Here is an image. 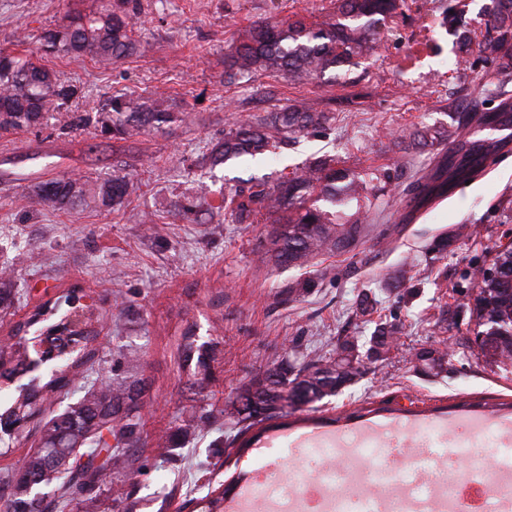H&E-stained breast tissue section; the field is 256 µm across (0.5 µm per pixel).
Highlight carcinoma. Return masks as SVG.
<instances>
[{
  "instance_id": "carcinoma-1",
  "label": "carcinoma",
  "mask_w": 512,
  "mask_h": 512,
  "mask_svg": "<svg viewBox=\"0 0 512 512\" xmlns=\"http://www.w3.org/2000/svg\"><path fill=\"white\" fill-rule=\"evenodd\" d=\"M335 10L315 25L301 18L280 23L257 21L238 32L235 44L224 59L225 74L239 80L258 72H284L293 80L320 77L328 70L353 64L374 51L388 20L410 10L409 0H335ZM465 0H448L441 25L457 24L459 62L474 65L488 61L504 74H512V0H490L485 7L486 29L478 34L463 20ZM136 0H98L89 12H67L64 21L44 36L45 47L59 55L79 59L89 56L108 69L122 57L138 53L145 45L132 36L130 20ZM67 91L53 73L34 60L31 53L0 50V131L37 127L56 113ZM100 111L109 116L104 130L114 136L132 128H159L173 119L168 97L106 100ZM331 121L327 112H317L299 100L255 121H241L224 131L212 145L209 164L231 160L260 161L275 143L299 134L317 133ZM454 131L445 126H427L401 135L402 150H419L448 142ZM336 160L320 158L300 172L270 185L254 179L248 187L224 194V211L240 222L265 218L270 221L267 245L261 262L275 268H305L325 254L349 247L361 233L369 204L362 200L367 176L335 166ZM448 181L442 174L414 172L407 206L418 208L443 194ZM134 191L126 177L113 175L89 180L65 178L38 184L26 194L34 206L69 210L122 206ZM355 206L353 214L346 209ZM501 267V279L482 281L483 308L475 310L476 325L484 314L497 318L500 328L512 326V253L496 256L493 267ZM96 334L91 319L77 320L61 346H81L91 354ZM398 345L397 328L377 325L366 356L382 359ZM6 352L0 346V361L10 380L25 365L26 344ZM481 349L512 360V338H484ZM185 361L207 367L204 346L196 345L193 333H184ZM361 352L352 336L336 338L333 356L308 354L294 365L286 360L273 363L265 374L244 385L224 412L247 432L256 425L288 416V411L335 396L362 374ZM422 371L439 375L447 370L445 354L421 350L414 354ZM39 391L19 396L0 412V432L11 435L16 422L39 413ZM142 426L139 392L122 382L102 380L77 402L51 414L41 430V446L23 463L24 476L13 472L0 477V509L3 512H65L74 500L90 509L103 492L111 490L112 472L128 467V449L140 439ZM49 488L53 500L33 492Z\"/></svg>"
}]
</instances>
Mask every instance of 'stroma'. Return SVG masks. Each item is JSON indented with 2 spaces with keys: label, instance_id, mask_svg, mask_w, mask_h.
I'll use <instances>...</instances> for the list:
<instances>
[{
  "label": "stroma",
  "instance_id": "35a3bbf8",
  "mask_svg": "<svg viewBox=\"0 0 512 512\" xmlns=\"http://www.w3.org/2000/svg\"><path fill=\"white\" fill-rule=\"evenodd\" d=\"M448 0H418L397 19L395 36L346 69L293 83L273 72L228 81L224 58L238 29L252 22L284 21L293 14L318 22L330 0H139L133 36L148 52L119 59L111 70L90 58L43 53L41 36L67 11H87L95 0H0V49L11 50L19 32L27 47L72 94L57 118L36 128L0 131V267L14 268V305L0 314V343L14 326L49 300L80 291L96 307L94 357L87 382L112 378L142 388L143 429L132 465L115 482L133 512H194L201 498L224 489L238 474L270 469L271 480L315 469L317 449L348 445L372 431L376 446L362 461L383 462L380 444L404 441L414 418L431 420L434 441L467 449L455 464L463 475L497 464L494 429L475 434L463 423L460 403L499 412L512 403V362L482 353L470 294L476 269L490 267L500 245L512 240V79L490 63L456 68L457 35L434 31L435 49L404 72L392 57L407 55L411 36ZM505 86L506 99L489 98L494 118L485 129L464 132L446 149L454 160L480 163L444 197L404 210L411 172L395 145L399 133L423 125H452L474 84ZM166 90L172 123L133 129L120 137L102 132V103ZM306 100L333 113L322 132L277 145L261 163L209 168L212 143L238 121ZM82 126H72L74 117ZM365 174L375 208L355 245L320 257L317 265L280 270L258 263L265 224H239L220 210L229 189L250 178L276 182L322 156ZM127 176L134 191L121 209L62 212L31 210L23 196L34 185L62 177L94 180ZM333 267L334 277L321 275ZM312 286L289 297L288 286ZM375 312L350 317L362 295ZM394 324L398 350L363 359L362 375L316 409L295 419L318 429H293L241 448L237 427L224 414L238 390L281 358L332 354L340 336L368 348L378 322ZM193 330L211 353L207 380H197L182 355L183 334ZM448 353L439 376L415 366V352ZM191 414L200 428L184 430Z\"/></svg>",
  "mask_w": 512,
  "mask_h": 512
}]
</instances>
